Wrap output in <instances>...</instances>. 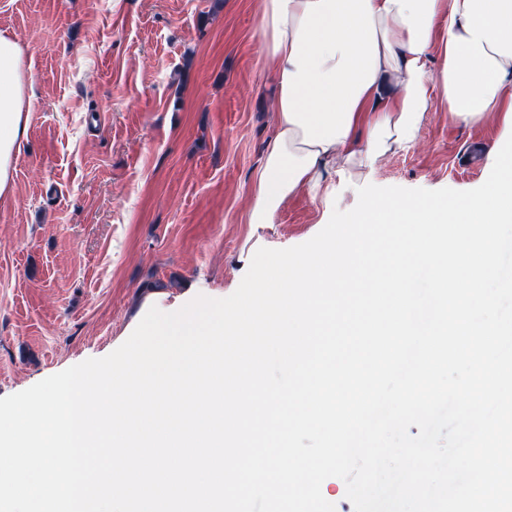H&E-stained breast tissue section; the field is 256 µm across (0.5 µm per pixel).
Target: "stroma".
Returning <instances> with one entry per match:
<instances>
[{
	"instance_id": "obj_1",
	"label": "stroma",
	"mask_w": 512,
	"mask_h": 512,
	"mask_svg": "<svg viewBox=\"0 0 512 512\" xmlns=\"http://www.w3.org/2000/svg\"><path fill=\"white\" fill-rule=\"evenodd\" d=\"M260 0H0L24 46L28 128L0 201V397L127 339L152 297L231 295L258 247L314 237L358 187L471 190L472 140L496 121L426 112L418 145L388 154L331 205L299 196L246 220L275 134Z\"/></svg>"
}]
</instances>
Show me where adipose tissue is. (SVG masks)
Segmentation results:
<instances>
[{
  "label": "adipose tissue",
  "instance_id": "adipose-tissue-1",
  "mask_svg": "<svg viewBox=\"0 0 512 512\" xmlns=\"http://www.w3.org/2000/svg\"><path fill=\"white\" fill-rule=\"evenodd\" d=\"M259 34L276 134L254 175L252 224L274 223L297 196L330 199L328 174L349 179L415 146L433 98L472 125L512 108V0H262ZM24 56L0 31V198L29 121Z\"/></svg>",
  "mask_w": 512,
  "mask_h": 512
}]
</instances>
